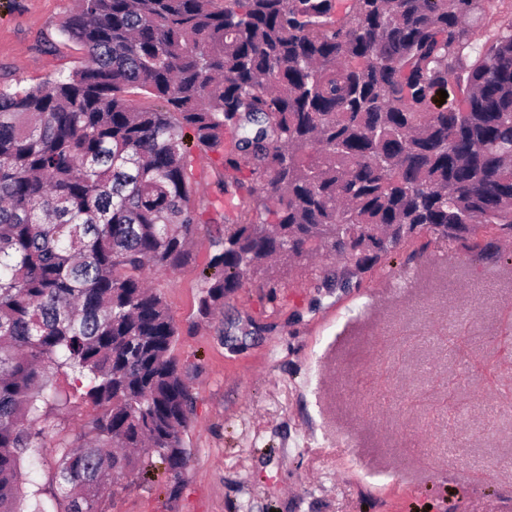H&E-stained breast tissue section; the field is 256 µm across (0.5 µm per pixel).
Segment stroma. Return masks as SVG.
I'll list each match as a JSON object with an SVG mask.
<instances>
[{
    "instance_id": "stroma-1",
    "label": "stroma",
    "mask_w": 512,
    "mask_h": 512,
    "mask_svg": "<svg viewBox=\"0 0 512 512\" xmlns=\"http://www.w3.org/2000/svg\"><path fill=\"white\" fill-rule=\"evenodd\" d=\"M75 0H0V88L80 67L60 29ZM195 205L222 154L191 146ZM152 273L195 397L185 485L163 465L122 480L102 512H512V239L484 258L421 232L353 274L329 257L247 281L198 314L213 252Z\"/></svg>"
}]
</instances>
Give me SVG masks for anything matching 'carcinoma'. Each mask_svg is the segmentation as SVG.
I'll return each instance as SVG.
<instances>
[{"instance_id":"1","label":"carcinoma","mask_w":512,"mask_h":512,"mask_svg":"<svg viewBox=\"0 0 512 512\" xmlns=\"http://www.w3.org/2000/svg\"><path fill=\"white\" fill-rule=\"evenodd\" d=\"M483 2L78 0L82 67L0 88V512H24L23 456L73 398L100 413L55 445L64 512L153 457L179 494L194 397L147 274L188 264L199 225L203 318L273 259L368 270L423 231L474 256L512 236V24L478 44ZM186 129L223 151L218 205L192 202Z\"/></svg>"}]
</instances>
